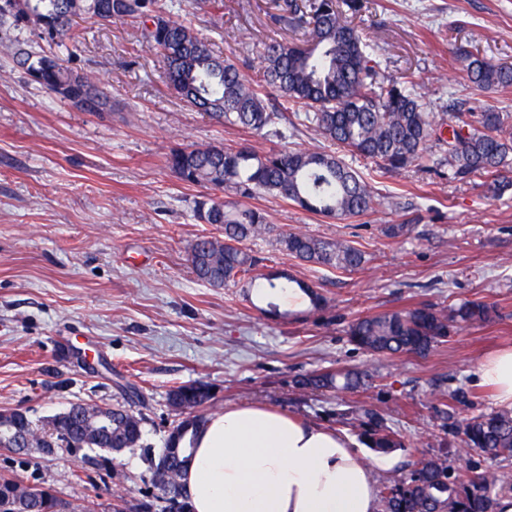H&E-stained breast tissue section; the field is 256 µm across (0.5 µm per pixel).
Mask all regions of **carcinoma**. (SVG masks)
Masks as SVG:
<instances>
[{
    "instance_id": "carcinoma-1",
    "label": "carcinoma",
    "mask_w": 512,
    "mask_h": 512,
    "mask_svg": "<svg viewBox=\"0 0 512 512\" xmlns=\"http://www.w3.org/2000/svg\"><path fill=\"white\" fill-rule=\"evenodd\" d=\"M88 14L100 22L129 20L142 38L162 52L168 87L180 99L211 119L251 132L287 138L281 107L324 140L336 144L379 168L394 171L414 167L425 173L459 181L482 172L494 175L512 160V117L476 102L466 112L437 120L414 86L379 81L375 45L342 16L338 0H284L276 21L303 30L304 44L271 41L262 53V78L249 79L230 59L189 24L167 16L157 0H3L0 25L9 17L15 25L36 20L57 47L66 46L75 19ZM26 73L49 91L63 89L66 98L83 103V111L112 109L99 80L79 76L58 54L31 47L15 52ZM466 74L478 90L512 88V66L496 65L465 54ZM168 167L182 181L228 190L245 200L267 193L317 215L360 216L376 211L383 199L371 183L339 157L326 151L280 148L260 153L247 146L202 145L173 150ZM195 215L205 224H218L224 239L201 238L189 251L197 279L222 287L246 279L256 289L298 287L317 310L323 298L308 283L287 274L257 272L260 259L243 247L269 230L266 212L245 203L219 199L196 202ZM279 249L295 258L341 270L363 268L362 252L344 240L322 239L304 232L284 233ZM493 306L464 301L446 312L429 306L388 311L355 319L350 341L371 356L427 355L452 329L483 325L493 318ZM372 376L368 366L324 372L297 381L309 391H356ZM171 406L179 415L161 448L143 447L144 417L123 405L104 407L73 404L55 415L48 430L36 435L28 427L29 447L52 452L57 442L92 435L88 449L120 454L143 449L151 484L163 502L159 512H192L181 482L192 456L194 438L206 422L212 399L205 382L171 390ZM16 416L0 413V444H12ZM350 418L358 440L378 453L405 447L400 434L382 415L366 408L336 413ZM443 428L460 436L453 463L424 458L407 476L394 478L381 495L382 512H502V500L512 495V474L501 468L476 470L472 452L496 461L512 458V409L474 413ZM59 503L45 488H19L0 478V512H56Z\"/></svg>"
}]
</instances>
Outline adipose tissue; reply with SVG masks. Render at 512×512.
Returning a JSON list of instances; mask_svg holds the SVG:
<instances>
[{
	"mask_svg": "<svg viewBox=\"0 0 512 512\" xmlns=\"http://www.w3.org/2000/svg\"><path fill=\"white\" fill-rule=\"evenodd\" d=\"M474 376L512 407V346ZM184 484L194 512H377L374 473L347 436L263 403L208 416Z\"/></svg>",
	"mask_w": 512,
	"mask_h": 512,
	"instance_id": "ef3b65f1",
	"label": "adipose tissue"
}]
</instances>
